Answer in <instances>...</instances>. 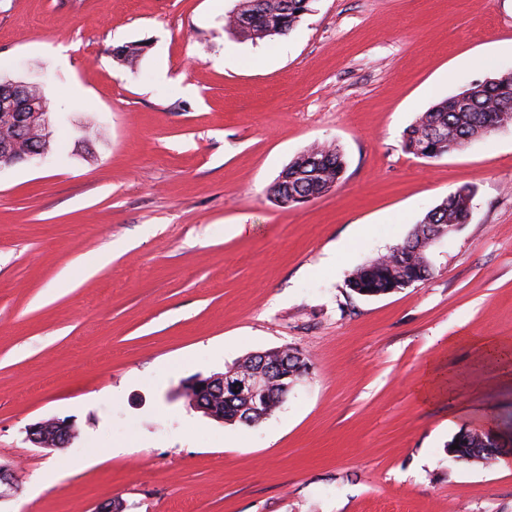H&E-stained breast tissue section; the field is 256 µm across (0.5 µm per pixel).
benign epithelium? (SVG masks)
<instances>
[{
  "instance_id": "obj_1",
  "label": "benign epithelium",
  "mask_w": 512,
  "mask_h": 512,
  "mask_svg": "<svg viewBox=\"0 0 512 512\" xmlns=\"http://www.w3.org/2000/svg\"><path fill=\"white\" fill-rule=\"evenodd\" d=\"M38 84L7 79L0 81V93L11 97L18 106L13 113L12 137L0 140V169L13 166L15 160L42 164L48 156L40 143L51 137L50 112L44 96L31 97ZM276 373L288 378V363L282 360L262 361L259 370L233 368L227 373L209 377H195L186 382L182 390L190 394V407L218 422L224 421V404L248 397L252 413L268 412L269 385L266 375ZM75 427L69 419L49 418L30 425L27 441L37 448L58 449L73 441Z\"/></svg>"
}]
</instances>
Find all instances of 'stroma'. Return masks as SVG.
I'll return each mask as SVG.
<instances>
[{
    "mask_svg": "<svg viewBox=\"0 0 512 512\" xmlns=\"http://www.w3.org/2000/svg\"><path fill=\"white\" fill-rule=\"evenodd\" d=\"M235 3L0 0V77L43 84L55 148L0 170V512H512V456L447 451L464 426L512 449V364L477 343L512 345V126L436 160L402 148L417 114L512 71V0H313L257 42L225 30ZM325 141L341 184L277 204ZM464 185L428 281L348 288ZM285 345L312 371L259 426L178 396ZM51 417L78 438L34 447ZM70 419L49 418L30 425L27 441L37 448L60 449L73 440L75 427Z\"/></svg>",
    "mask_w": 512,
    "mask_h": 512,
    "instance_id": "obj_1",
    "label": "stroma"
}]
</instances>
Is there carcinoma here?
Wrapping results in <instances>:
<instances>
[{"mask_svg": "<svg viewBox=\"0 0 512 512\" xmlns=\"http://www.w3.org/2000/svg\"><path fill=\"white\" fill-rule=\"evenodd\" d=\"M312 0H237L225 15V29L243 38L272 40L288 34L301 17L310 11ZM512 113V72H501L469 84L458 93L441 100L417 116L403 134V149L428 160L460 152L476 141L495 133L494 117ZM347 161L344 152L333 144L312 145L295 156L270 187V194L282 207L301 204L323 196L341 182ZM473 189L462 186L430 208L407 238L386 254L369 259L357 267L347 281L352 292L379 297L405 288L410 281L429 280L434 268L425 262L426 228L431 224H465L471 215ZM243 399L224 407V422L255 427L263 422L258 415L238 410ZM458 448L448 450L457 460L489 464L508 453L506 448H490L484 434L460 429L448 442Z\"/></svg>", "mask_w": 512, "mask_h": 512, "instance_id": "obj_1", "label": "carcinoma"}]
</instances>
